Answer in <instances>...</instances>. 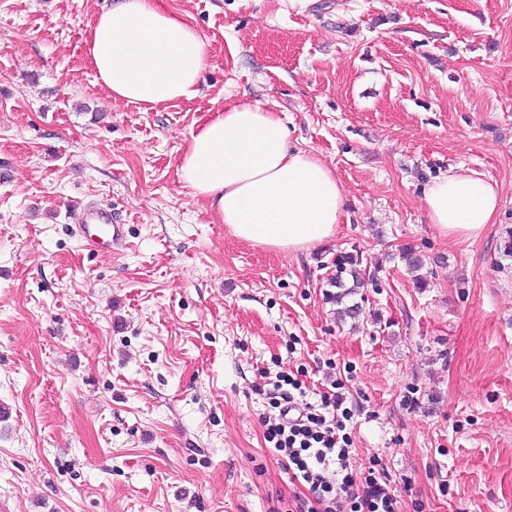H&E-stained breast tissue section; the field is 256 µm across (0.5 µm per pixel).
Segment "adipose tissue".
I'll list each match as a JSON object with an SVG mask.
<instances>
[{"label": "adipose tissue", "instance_id": "1", "mask_svg": "<svg viewBox=\"0 0 512 512\" xmlns=\"http://www.w3.org/2000/svg\"><path fill=\"white\" fill-rule=\"evenodd\" d=\"M87 57L110 97L155 108L197 94L205 44L162 0H112L88 27ZM179 176L235 238L278 253L330 240L345 210L334 170L290 146L281 118L258 102L229 103L191 132ZM424 200L442 236L467 240L495 223L500 196L496 183L459 167Z\"/></svg>", "mask_w": 512, "mask_h": 512}]
</instances>
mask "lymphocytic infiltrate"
<instances>
[{"mask_svg": "<svg viewBox=\"0 0 512 512\" xmlns=\"http://www.w3.org/2000/svg\"><path fill=\"white\" fill-rule=\"evenodd\" d=\"M297 385L289 374H277L282 403L268 425L267 440L287 459L293 478L309 484L315 505L307 512H396L394 498L376 476H366L359 485L346 473L351 444L342 429L350 413L335 392H321L318 404L297 412L291 394Z\"/></svg>", "mask_w": 512, "mask_h": 512, "instance_id": "f902f5d3", "label": "lymphocytic infiltrate"}]
</instances>
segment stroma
<instances>
[{
    "mask_svg": "<svg viewBox=\"0 0 512 512\" xmlns=\"http://www.w3.org/2000/svg\"><path fill=\"white\" fill-rule=\"evenodd\" d=\"M108 2L0 0V512H295L309 487L265 439L280 372L300 405L336 389L348 471L380 466L396 512H512V0H163L206 67L158 108L95 81ZM233 101L335 170L334 238L243 243L181 182ZM457 166L500 192L466 241L423 198ZM86 203L125 220L124 251L85 247ZM341 253L364 285L336 303Z\"/></svg>",
    "mask_w": 512,
    "mask_h": 512,
    "instance_id": "35a3bbf8",
    "label": "stroma"
}]
</instances>
